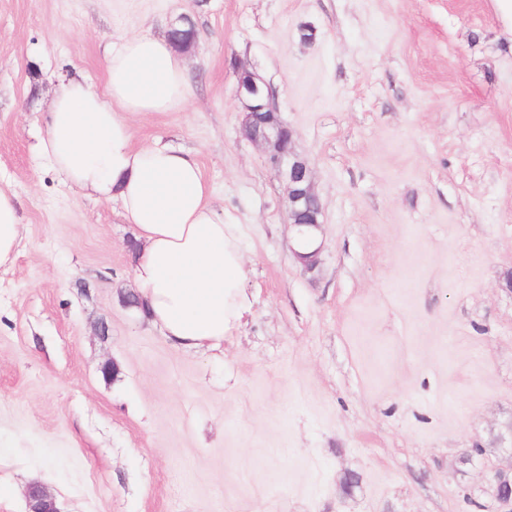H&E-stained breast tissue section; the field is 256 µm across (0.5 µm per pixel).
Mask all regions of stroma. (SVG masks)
I'll return each mask as SVG.
<instances>
[{
    "label": "stroma",
    "mask_w": 512,
    "mask_h": 512,
    "mask_svg": "<svg viewBox=\"0 0 512 512\" xmlns=\"http://www.w3.org/2000/svg\"><path fill=\"white\" fill-rule=\"evenodd\" d=\"M183 17L188 100L130 124L191 151L238 226L252 309L220 352L123 306L119 203L37 150L62 77L104 89L110 47ZM243 66L312 167L314 271L242 132ZM0 188L24 226L0 267V512H27L33 481L60 512H492L512 470V32L490 0H0Z\"/></svg>",
    "instance_id": "35a3bbf8"
}]
</instances>
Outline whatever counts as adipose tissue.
I'll use <instances>...</instances> for the list:
<instances>
[{
	"mask_svg": "<svg viewBox=\"0 0 512 512\" xmlns=\"http://www.w3.org/2000/svg\"><path fill=\"white\" fill-rule=\"evenodd\" d=\"M182 53L167 37L136 36L107 56V84L62 83L38 144L64 181L117 200L136 243L133 277L149 320L175 346L220 350L249 309L235 225L189 152L132 143L131 115L166 112L187 98ZM22 224L0 189V267L11 266Z\"/></svg>",
	"mask_w": 512,
	"mask_h": 512,
	"instance_id": "obj_1",
	"label": "adipose tissue"
}]
</instances>
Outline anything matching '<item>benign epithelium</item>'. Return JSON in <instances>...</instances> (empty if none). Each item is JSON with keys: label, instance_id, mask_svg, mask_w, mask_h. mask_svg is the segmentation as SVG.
Instances as JSON below:
<instances>
[{"label": "benign epithelium", "instance_id": "7a95c632", "mask_svg": "<svg viewBox=\"0 0 512 512\" xmlns=\"http://www.w3.org/2000/svg\"><path fill=\"white\" fill-rule=\"evenodd\" d=\"M236 96L242 107L245 136L264 150L286 186L288 215L298 242L294 254L305 269L311 270L320 253L315 233L322 224V203L309 162L296 152L294 132L278 118L271 88L260 75L249 71L239 74ZM492 494L496 512H512V474L498 473ZM25 498L29 512H58L54 497L42 483L30 484Z\"/></svg>", "mask_w": 512, "mask_h": 512}]
</instances>
